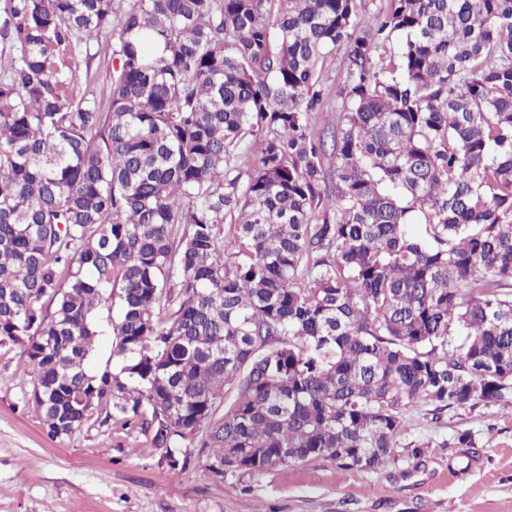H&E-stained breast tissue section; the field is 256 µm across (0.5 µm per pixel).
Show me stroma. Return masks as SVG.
Masks as SVG:
<instances>
[{"instance_id":"stroma-1","label":"stroma","mask_w":512,"mask_h":512,"mask_svg":"<svg viewBox=\"0 0 512 512\" xmlns=\"http://www.w3.org/2000/svg\"><path fill=\"white\" fill-rule=\"evenodd\" d=\"M112 48L90 45L72 67L76 94L108 111ZM0 346V512H512V404L407 414L400 445L422 444L377 469L327 460L221 477L198 463L170 469L148 436L92 415L49 437L30 401L29 367ZM467 431L473 447H459Z\"/></svg>"}]
</instances>
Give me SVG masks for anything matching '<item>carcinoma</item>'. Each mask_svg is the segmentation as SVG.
Instances as JSON below:
<instances>
[{
    "instance_id": "1",
    "label": "carcinoma",
    "mask_w": 512,
    "mask_h": 512,
    "mask_svg": "<svg viewBox=\"0 0 512 512\" xmlns=\"http://www.w3.org/2000/svg\"><path fill=\"white\" fill-rule=\"evenodd\" d=\"M356 12L8 0L0 346L26 357L49 436L100 413L174 470L194 427L221 476L375 470L412 409L512 403V0ZM109 36L101 112L60 61ZM341 46L320 128L318 64ZM102 335L119 368L90 374ZM345 48L340 47L335 53L327 56L319 64V86L325 98L326 105H330L331 112H324L330 117H336V107H340L342 98L339 94L345 85Z\"/></svg>"
}]
</instances>
